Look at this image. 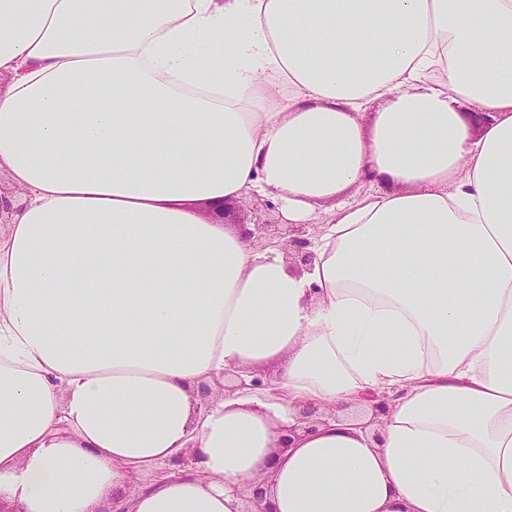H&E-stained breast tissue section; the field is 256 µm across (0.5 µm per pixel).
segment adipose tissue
Masks as SVG:
<instances>
[{"label":"adipose tissue","instance_id":"obj_1","mask_svg":"<svg viewBox=\"0 0 512 512\" xmlns=\"http://www.w3.org/2000/svg\"><path fill=\"white\" fill-rule=\"evenodd\" d=\"M1 74L15 512H110L187 448L132 512H512V0H0ZM249 192L328 208L311 264L196 208Z\"/></svg>","mask_w":512,"mask_h":512}]
</instances>
